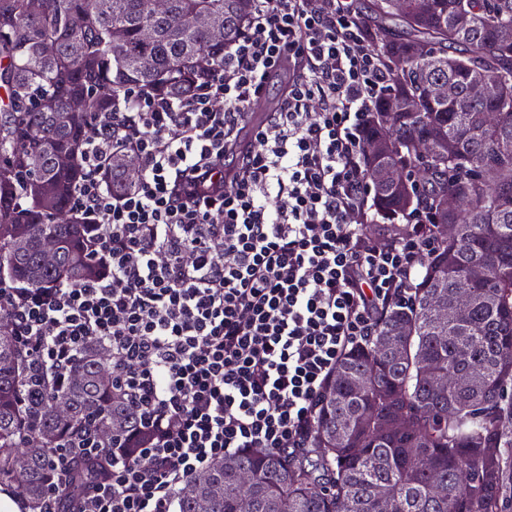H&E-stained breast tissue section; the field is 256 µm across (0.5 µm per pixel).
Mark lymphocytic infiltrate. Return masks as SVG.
Here are the masks:
<instances>
[{
    "mask_svg": "<svg viewBox=\"0 0 512 512\" xmlns=\"http://www.w3.org/2000/svg\"><path fill=\"white\" fill-rule=\"evenodd\" d=\"M293 74L240 148L271 76ZM391 76L354 0H255L224 61L176 97L149 88L96 113L72 208L95 230L98 275L0 290L37 388L68 378L82 346L107 348L136 421L111 449L91 428L53 450L69 498L42 512H172L186 479L247 450L302 455L340 359L390 306L407 307L438 241L426 211L378 222L361 163ZM141 174L115 191L116 148Z\"/></svg>",
    "mask_w": 512,
    "mask_h": 512,
    "instance_id": "obj_1",
    "label": "lymphocytic infiltrate"
}]
</instances>
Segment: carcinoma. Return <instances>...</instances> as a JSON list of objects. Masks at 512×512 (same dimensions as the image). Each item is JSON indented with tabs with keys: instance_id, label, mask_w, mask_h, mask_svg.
Masks as SVG:
<instances>
[{
	"instance_id": "1",
	"label": "carcinoma",
	"mask_w": 512,
	"mask_h": 512,
	"mask_svg": "<svg viewBox=\"0 0 512 512\" xmlns=\"http://www.w3.org/2000/svg\"><path fill=\"white\" fill-rule=\"evenodd\" d=\"M28 2L0 0V289L75 284L96 273L91 225L70 207L90 115L112 111V99L131 87L190 89L224 61L254 0H169L160 15L152 0H42L36 12ZM199 12L221 20L222 39L190 24ZM73 14L83 27L69 25ZM365 24L392 72L363 148L376 204L405 214L428 190L432 233L457 224L459 234L425 258L412 306L386 310L371 342L337 364L312 435L324 477L287 455L247 451L190 478L175 512H375L378 497L392 512H512V0H373ZM476 81L497 94L473 98ZM444 86L452 96L440 95ZM490 111L493 126L485 124ZM417 139L431 145L425 161L411 150ZM378 140L391 150L372 157ZM125 158L117 152L106 167L115 189L131 188L138 175ZM420 168L419 184L381 179ZM450 194L463 209L442 208ZM478 258L487 275L470 285L464 271ZM467 287L470 311L441 321L432 304ZM398 319L410 328L401 353L389 345ZM432 372L463 382L437 390L426 381ZM404 416L413 425L395 427ZM87 422L110 441L133 424L114 398L103 345L85 344L65 384L41 392L28 386L18 337L0 310V492L40 512L56 486L51 451ZM437 482L442 497L432 492Z\"/></svg>"
}]
</instances>
